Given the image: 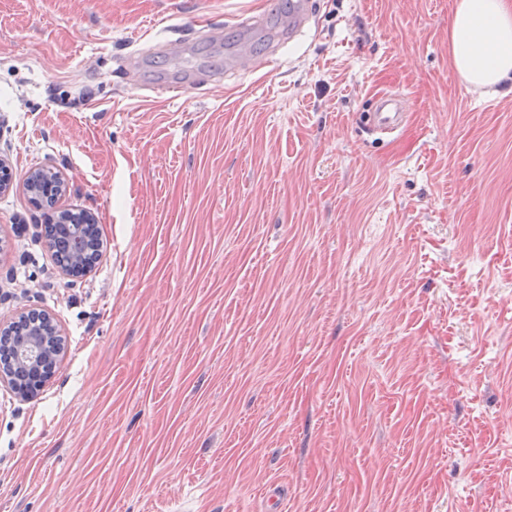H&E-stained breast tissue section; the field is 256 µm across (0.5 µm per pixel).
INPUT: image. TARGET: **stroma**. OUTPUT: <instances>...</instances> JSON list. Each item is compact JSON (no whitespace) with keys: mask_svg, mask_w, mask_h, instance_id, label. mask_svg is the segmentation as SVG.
I'll use <instances>...</instances> for the list:
<instances>
[{"mask_svg":"<svg viewBox=\"0 0 512 512\" xmlns=\"http://www.w3.org/2000/svg\"><path fill=\"white\" fill-rule=\"evenodd\" d=\"M313 2L271 54L288 0H0V323L66 337L39 396L0 387V512H512V94L455 76V0ZM41 166L97 217L82 277ZM406 113L400 111L398 101L383 96L376 100L373 112L364 117L363 127L366 133L375 136H391L405 125ZM30 176L29 179V187L34 189L35 187H39L44 183H49L52 186H56V191L58 192V197L62 195L67 189V184L62 179L61 175L58 171L51 167H40L35 168L28 174Z\"/></svg>","mask_w":512,"mask_h":512,"instance_id":"stroma-1","label":"stroma"}]
</instances>
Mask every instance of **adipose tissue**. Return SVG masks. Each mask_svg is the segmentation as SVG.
I'll return each mask as SVG.
<instances>
[{"label":"adipose tissue","instance_id":"1","mask_svg":"<svg viewBox=\"0 0 512 512\" xmlns=\"http://www.w3.org/2000/svg\"><path fill=\"white\" fill-rule=\"evenodd\" d=\"M448 43L461 82L512 93V0H456Z\"/></svg>","mask_w":512,"mask_h":512}]
</instances>
